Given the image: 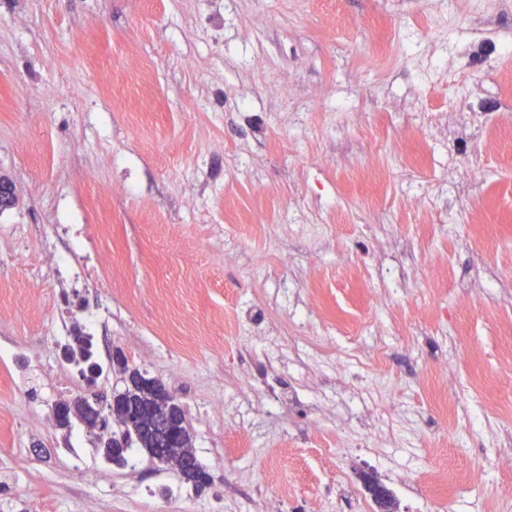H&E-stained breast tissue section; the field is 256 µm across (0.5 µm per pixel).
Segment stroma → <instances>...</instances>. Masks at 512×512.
Wrapping results in <instances>:
<instances>
[{"label": "stroma", "mask_w": 512, "mask_h": 512, "mask_svg": "<svg viewBox=\"0 0 512 512\" xmlns=\"http://www.w3.org/2000/svg\"><path fill=\"white\" fill-rule=\"evenodd\" d=\"M442 0H0V343L35 351L84 306L101 311L94 348L107 393L112 365L160 379L188 413L213 476L195 491L133 448L102 461L94 436L55 427L46 374L0 361V512H76L96 497L71 458L98 463L111 496L97 512H359L373 485L397 512H500L512 498V0L450 22L473 34L452 53L432 16ZM413 56L395 57L400 43ZM460 72L461 112L488 132L438 121ZM289 84L292 102L267 91ZM333 112L359 124L330 132ZM483 171L448 186V156ZM418 193L431 207L417 212ZM196 198L197 210L186 209ZM469 218L468 245L441 229ZM326 224L324 238L294 220ZM54 224L90 225L75 287L38 263ZM237 260L224 261L225 250ZM328 329L329 340L301 325ZM345 370H337V360ZM452 374H443L445 363ZM396 385L381 409L411 436L335 456L342 435L376 422L351 389ZM253 391H243L244 382ZM223 415L209 412L211 402ZM499 446L484 447V423Z\"/></svg>", "instance_id": "stroma-1"}]
</instances>
